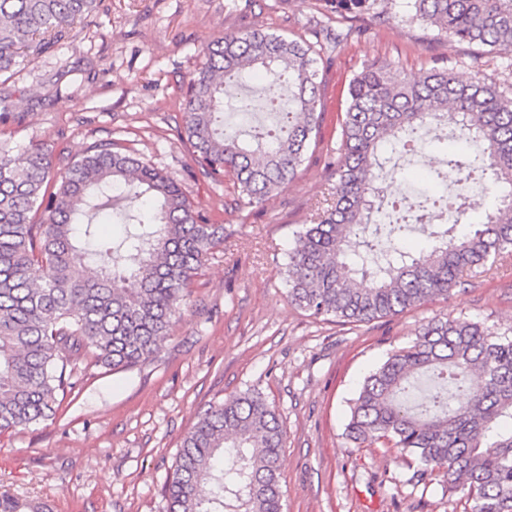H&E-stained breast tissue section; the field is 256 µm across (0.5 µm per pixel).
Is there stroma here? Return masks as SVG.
Returning <instances> with one entry per match:
<instances>
[{"label":"stroma","mask_w":512,"mask_h":512,"mask_svg":"<svg viewBox=\"0 0 512 512\" xmlns=\"http://www.w3.org/2000/svg\"><path fill=\"white\" fill-rule=\"evenodd\" d=\"M382 4L390 22L319 60V134L296 177L260 208L194 162L181 138L186 87L213 39L261 26L313 40L315 0H100L0 82L9 114L0 134L14 153L40 144L61 168L93 142L120 140L224 227L153 360L127 370L77 363L54 416L0 434V494L51 512H167L165 485L199 411L250 388L275 405L286 431L285 512H464L463 495L448 496L439 474L415 481L412 457L355 445L345 428L364 377L421 325L448 316L512 330V258L472 272L448 299L368 323L310 316L290 303L284 278L297 232L325 204L342 149L338 116L366 64L413 76L439 63L512 93L511 54L411 21L412 0Z\"/></svg>","instance_id":"1"}]
</instances>
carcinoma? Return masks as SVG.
Wrapping results in <instances>:
<instances>
[{"mask_svg": "<svg viewBox=\"0 0 512 512\" xmlns=\"http://www.w3.org/2000/svg\"><path fill=\"white\" fill-rule=\"evenodd\" d=\"M327 22H387L379 0H318ZM98 0H0V77L43 53ZM412 20L452 39L512 53V0H414ZM186 95V141L204 173L234 176L263 206L297 175L322 120L316 46L259 26L216 39ZM261 72L275 125L243 134L224 124L228 88ZM451 125L478 154H452L447 174L481 183L495 207L463 224L468 199L425 196L391 205L378 224L385 144L406 147ZM330 207L296 236L288 299L315 317L362 323L448 298L475 268L512 255V97L446 66L406 76L371 62L349 84ZM453 209L456 223L443 221ZM103 224L128 226L123 238ZM420 225L429 253L403 245ZM224 225L211 224L180 187L116 141L93 143L62 169L40 145L13 154L0 138V431L51 416L64 367L89 355L114 370L153 359L181 319L186 289ZM357 444H390L438 471L465 512H512V337L478 322H429L365 377L346 425ZM285 431L261 392L248 389L200 412L165 489L169 512H284L279 462ZM0 512H43L0 496Z\"/></svg>", "mask_w": 512, "mask_h": 512, "instance_id": "cac0c4a2", "label": "carcinoma"}]
</instances>
